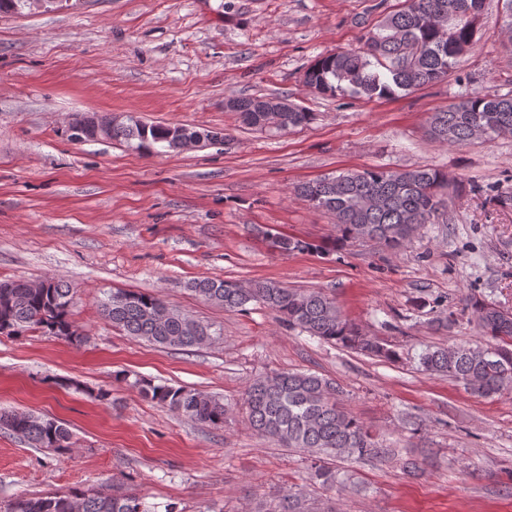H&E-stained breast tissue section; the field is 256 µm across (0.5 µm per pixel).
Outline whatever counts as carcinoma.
Wrapping results in <instances>:
<instances>
[{
	"label": "carcinoma",
	"mask_w": 512,
	"mask_h": 512,
	"mask_svg": "<svg viewBox=\"0 0 512 512\" xmlns=\"http://www.w3.org/2000/svg\"><path fill=\"white\" fill-rule=\"evenodd\" d=\"M494 0H381L378 17L368 24L355 47L323 54L304 71L303 86L312 93L386 100L448 80L461 59L476 45V34ZM229 111L250 128L267 129L272 119L285 130L303 128L315 119L308 108L284 97H239ZM98 136L136 151H174L171 126L148 124L133 115L114 123L111 114H90ZM427 134L448 146L464 147L512 135V91L497 89L476 95L459 91L444 108L431 113ZM459 185L447 173L430 166L387 170L364 168L300 183L294 192L313 207L332 214L339 241L363 234L388 250L407 247L426 224H436ZM281 252L320 250L304 240L271 235ZM188 289L203 301L226 311H244L255 302L270 310L288 329L331 342L368 357L394 360L396 351L376 336H368L342 313L336 299L321 290L287 288L270 280L237 281L202 278ZM75 292L68 283L47 278L31 288L24 280L0 282V331L8 335L39 332L68 342L84 336L72 320ZM490 342L433 346L419 357L424 371L448 377L473 396L488 398L512 388V313L474 295L463 298ZM101 315L126 335L158 347L183 350L212 343L216 331L208 324L170 307L156 293L114 290L100 304ZM140 394L199 423L222 428L230 409L224 401L187 387L155 384L137 378ZM340 388L316 373L282 371L255 379L244 392L250 428L284 448H296L314 458L309 481L327 488L343 485L325 459L355 460L386 453L370 428L349 413ZM0 427L33 448L59 455L75 447L68 427L54 419L25 411H0ZM6 512H152L144 498L128 489L74 487L64 493L12 500ZM256 512H312L305 487L274 497V505L259 504Z\"/></svg>",
	"instance_id": "obj_1"
}]
</instances>
